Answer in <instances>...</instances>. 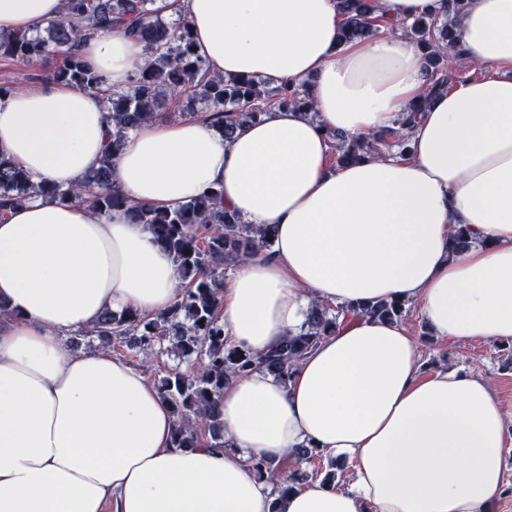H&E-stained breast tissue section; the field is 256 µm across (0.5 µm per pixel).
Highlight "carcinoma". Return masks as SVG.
I'll list each match as a JSON object with an SVG mask.
<instances>
[{
  "instance_id": "cac0c4a2",
  "label": "carcinoma",
  "mask_w": 512,
  "mask_h": 512,
  "mask_svg": "<svg viewBox=\"0 0 512 512\" xmlns=\"http://www.w3.org/2000/svg\"><path fill=\"white\" fill-rule=\"evenodd\" d=\"M154 0H65L64 15L48 23L45 34H0V58L25 64L33 60L53 61L52 78L85 90L99 89L103 78L87 68L79 55L82 39L107 34L124 25L139 38L146 51V62L129 86L106 97L111 139L98 168L77 187L63 189L35 185L28 175L0 155V211L22 204L37 195L62 201H81L95 213L108 215L122 210L136 224H144L156 241L172 255L183 285L174 307L146 316L135 311L103 313L86 334L102 345H126L147 354L163 349L171 341L177 355L192 361L186 371L171 369L159 379L157 390L174 415V443L193 448L202 444L224 446V425L218 411L224 385L240 374L262 368L286 380L306 353L332 335L345 320L370 316L401 321L407 313L401 301H378L372 305L345 303L313 305L306 327L285 337L262 355L227 345L221 312L224 303V264H241L253 254L271 248L272 226L246 224L224 210V190L211 188L172 210L146 207L126 197L112 183V170L130 130L161 116L159 108L171 103L183 117L197 114L205 104V119L224 138L230 139L240 126L259 118L275 106H293L311 113L313 102L303 86L264 87L249 78L224 80L212 75L204 61L193 52L188 24L175 28L161 18L160 9L147 4ZM443 15L416 18L402 24L422 50L429 90L443 91L456 79V69L448 65L454 19L465 0H448ZM343 16L340 39L351 40L377 31L375 0H338ZM414 120L406 116L397 126L379 137H345L330 134L343 163L367 153L381 155L377 145L388 141L409 152L408 129ZM252 473L273 484V492L284 495L308 474L297 469L279 480L278 464L255 461Z\"/></svg>"
}]
</instances>
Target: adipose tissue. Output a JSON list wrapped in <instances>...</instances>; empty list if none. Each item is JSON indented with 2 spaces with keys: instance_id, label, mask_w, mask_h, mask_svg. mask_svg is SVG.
I'll list each match as a JSON object with an SVG mask.
<instances>
[{
  "instance_id": "adipose-tissue-1",
  "label": "adipose tissue",
  "mask_w": 512,
  "mask_h": 512,
  "mask_svg": "<svg viewBox=\"0 0 512 512\" xmlns=\"http://www.w3.org/2000/svg\"><path fill=\"white\" fill-rule=\"evenodd\" d=\"M212 73L307 84L315 116L274 107L220 137L207 121L142 123L114 184L173 209L207 189L275 227L224 284V334L256 355L297 333L315 303L400 300L442 340H512V0H467L459 45L492 76L430 92L400 24L445 0H377L375 35L339 40L337 0H168ZM64 0H0V32L62 17ZM120 89L144 65L121 29L81 42ZM415 113L407 158L336 164L327 134H372ZM100 94L45 81L0 99V153L34 184L78 185L101 160ZM472 243L452 248L459 227ZM179 272L122 212L33 198L0 214V512H494L505 498L512 408L479 372L419 374L401 322L361 316L287 381L256 369L219 400L225 447L173 442L171 409L111 351L72 352L103 311L155 315ZM316 448L348 483L311 479L274 499L250 462Z\"/></svg>"
}]
</instances>
